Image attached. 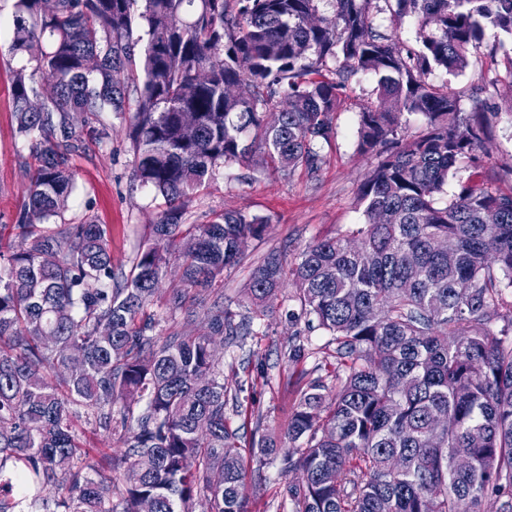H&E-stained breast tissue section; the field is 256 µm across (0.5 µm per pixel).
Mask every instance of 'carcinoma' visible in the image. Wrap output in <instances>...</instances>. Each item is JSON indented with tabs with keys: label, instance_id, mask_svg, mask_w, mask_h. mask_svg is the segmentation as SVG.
<instances>
[{
	"label": "carcinoma",
	"instance_id": "cac0c4a2",
	"mask_svg": "<svg viewBox=\"0 0 512 512\" xmlns=\"http://www.w3.org/2000/svg\"><path fill=\"white\" fill-rule=\"evenodd\" d=\"M321 2L16 0L10 50L32 67L13 71L12 111L30 161L15 234L0 235V512H247L211 337L248 336L250 321L216 301L209 334L163 336L147 307L175 263L184 286L212 289L267 226L233 211L187 224L193 194L234 164L316 174L360 72L379 76L360 112L359 150L377 158L357 193L364 223L293 263L268 251L248 288L262 308L293 278L288 319L333 337L338 386L311 383L288 447L258 448L300 474L291 512H512V194L465 183L435 206L483 150L490 107L479 87L426 79L463 69L488 29L512 37V0H384L419 18L417 49L376 24L374 0H329L331 19ZM112 112L129 113L134 179L167 203L128 270L94 218L50 223L75 189L71 160L111 139ZM405 112L426 119L410 141ZM184 301L172 289L169 316ZM78 422L124 452L99 466Z\"/></svg>",
	"mask_w": 512,
	"mask_h": 512
}]
</instances>
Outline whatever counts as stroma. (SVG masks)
<instances>
[{
  "instance_id": "obj_1",
  "label": "stroma",
  "mask_w": 512,
  "mask_h": 512,
  "mask_svg": "<svg viewBox=\"0 0 512 512\" xmlns=\"http://www.w3.org/2000/svg\"><path fill=\"white\" fill-rule=\"evenodd\" d=\"M16 27L15 0H0V225L11 223L28 183L23 168L28 149L16 133L10 105L13 72L26 62L25 56L9 52ZM467 57L465 69L450 73L435 67L428 80L457 88L482 87L493 107L487 151L478 161L466 159L458 165L444 192L436 197L440 207L447 205L460 184L469 181L494 193L512 191V68L507 65L512 39L497 38L494 30H487L482 43L470 46ZM377 88L373 73L354 77L333 114L335 136L321 147L324 162L317 176L300 169L284 176L266 168L233 165L195 194L187 206L188 223L207 221L216 212L236 211L267 219L268 226L261 238L249 240L242 262L225 272L221 293L187 290L186 306L193 318H186L185 313L172 319L165 315V298L179 284L173 272L163 279L152 306L162 316L167 333L188 328L193 334H206L205 314L219 297L251 321V335L224 343L218 351L224 361V384L233 395L225 415L228 426L241 437L249 512H289L283 504L287 479L279 462L262 457L253 447L257 430L281 437L301 389L317 379L331 388L336 385V345L331 336L308 329L302 322H288L278 296L268 301L266 314H259L247 294L251 274L269 250L281 251L291 261L314 241L363 222L356 195L376 158L358 150L359 114L375 103ZM74 166L77 189L63 214L65 221L76 224L91 216L106 225L113 264L130 268L150 224L158 221L166 207L164 199L133 179V153L126 138L92 147L87 156L75 159ZM299 341L310 354L295 362L288 351Z\"/></svg>"
}]
</instances>
